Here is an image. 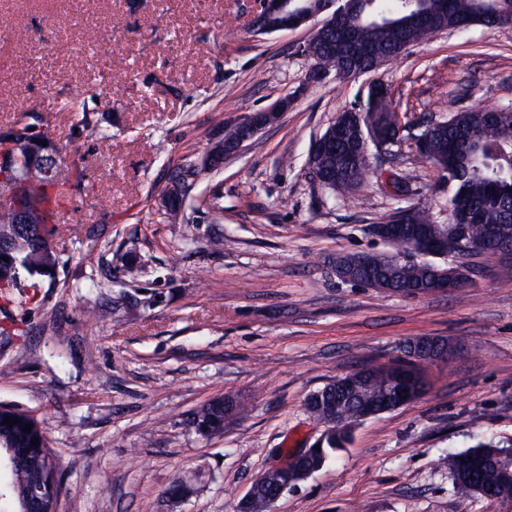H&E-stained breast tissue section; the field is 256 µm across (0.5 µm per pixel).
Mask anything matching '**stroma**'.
<instances>
[{
    "label": "stroma",
    "instance_id": "stroma-1",
    "mask_svg": "<svg viewBox=\"0 0 512 512\" xmlns=\"http://www.w3.org/2000/svg\"><path fill=\"white\" fill-rule=\"evenodd\" d=\"M260 0H0V127L39 110L95 191L57 205L53 276L0 307V405L42 422L61 463L57 512H237L252 480L323 426L309 394L365 364L391 365L415 336L461 341L423 366L418 399L355 425L346 447L271 512H512L461 495L444 461L512 441V259L473 286L406 296L340 280L339 253L381 251L371 233L417 205L446 219L448 185L419 156L427 120L512 106V25L442 31L375 75L320 74L311 26L254 35ZM384 82L403 130L355 193L321 186L308 159L336 116ZM102 100L71 112L89 86ZM288 111L163 218L171 173L198 166L226 127ZM220 238L223 250L211 242ZM218 396L250 411L203 437L188 413ZM183 501L166 491L178 480Z\"/></svg>",
    "mask_w": 512,
    "mask_h": 512
}]
</instances>
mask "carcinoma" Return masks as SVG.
<instances>
[{"label": "carcinoma", "mask_w": 512, "mask_h": 512, "mask_svg": "<svg viewBox=\"0 0 512 512\" xmlns=\"http://www.w3.org/2000/svg\"><path fill=\"white\" fill-rule=\"evenodd\" d=\"M310 11H321L336 17V29H325L316 41L315 51L320 57V67H336L335 45L363 43L370 46L375 58L373 63L388 62L401 56L421 37L417 26L432 19L437 30L466 29L473 25L487 28L512 24V0H303ZM353 128H361L369 134V127L381 125L389 132L385 145L399 140L401 119L389 101L366 103L343 111ZM486 110L468 109L453 113L448 119L423 130L428 141L427 150L419 155L431 162L448 180V214L456 216L464 212L476 216L470 228V245L463 248L451 232V224L437 221L434 214L416 206L393 211L385 224L400 225V237L390 244L388 252L366 253L367 269L361 284L381 291L407 294L415 289L423 291L448 265L428 261L401 266L397 279L381 283L384 272L392 266V259L402 254L418 229L433 224L439 226L448 237V256L456 267L463 270L462 284H473L472 276L481 268L478 258L499 255L512 245V114L503 115L498 121H485ZM14 138L0 134V147L9 143L17 154H24L28 144L39 140L57 149L51 137L49 123L37 112H26L16 122ZM318 171L343 172L345 176L333 190L352 193L357 191L373 172L370 160L361 157L351 160L347 145L336 143V151L321 155L315 160ZM94 185L86 180L80 166L67 163L59 166L49 177L38 176L19 185L18 194L8 205L0 203V230L7 231L12 225L14 211L22 207L33 220L32 237L16 242L8 260L0 259V299L8 305L15 290L24 287L25 276L43 274V267L52 270L59 261V254L52 252L48 260L35 255L37 241L47 238L56 243L60 227L55 224L53 197L71 191L89 194ZM367 377L370 392L377 401V410L392 407L386 395L385 381L377 375V368L370 365L357 369ZM203 419L213 433H224V405L216 400L203 407ZM344 423L330 430L320 452L302 461V465L320 470L332 455L344 447L358 415L357 404L347 401L342 406ZM19 420L8 426L5 417ZM31 432H25V426ZM39 438L38 445L32 444ZM27 449L23 466L8 467V450ZM0 467L6 469L0 481V512H16L20 509L19 490L35 481L60 483L59 465L38 420L23 412L14 413L9 406L0 413Z\"/></svg>", "instance_id": "cac0c4a2"}]
</instances>
